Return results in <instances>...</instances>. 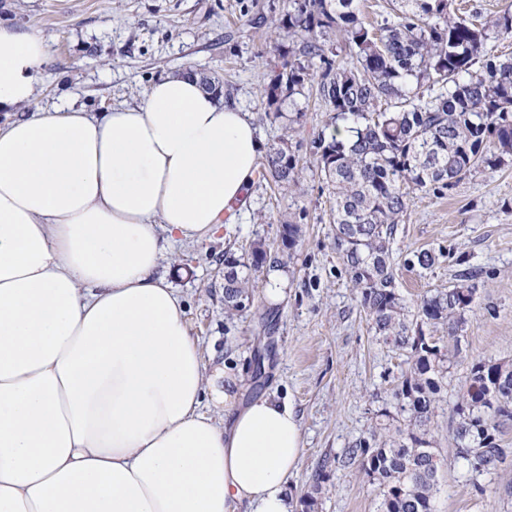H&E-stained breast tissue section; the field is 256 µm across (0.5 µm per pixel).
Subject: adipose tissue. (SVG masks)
<instances>
[{"label": "adipose tissue", "mask_w": 512, "mask_h": 512, "mask_svg": "<svg viewBox=\"0 0 512 512\" xmlns=\"http://www.w3.org/2000/svg\"><path fill=\"white\" fill-rule=\"evenodd\" d=\"M52 55L0 23V111L29 107ZM262 153L190 72L0 126V512H295L293 405L207 373L158 272L234 213Z\"/></svg>", "instance_id": "obj_1"}]
</instances>
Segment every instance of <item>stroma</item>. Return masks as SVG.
Wrapping results in <instances>:
<instances>
[{
    "mask_svg": "<svg viewBox=\"0 0 512 512\" xmlns=\"http://www.w3.org/2000/svg\"><path fill=\"white\" fill-rule=\"evenodd\" d=\"M287 7L288 0H0V21L39 28L52 41L54 54L34 107L74 100L104 112L138 103L159 76L191 69L219 82L270 148L292 109L284 104L280 119L265 117L261 90L280 62L267 20ZM300 106L304 114L294 125L300 144L297 187L282 189L254 178L232 222L176 245L161 264L185 304L189 332L207 367L224 364L251 378L254 338L263 315H274L276 350L261 393L292 403L301 418L303 452L290 484L296 499L309 490L324 460L399 418L391 392L409 362L407 349L375 332L334 245L332 200L312 154L328 109L313 96ZM288 221L300 226L301 236L281 269L283 297H266L268 270L251 272L250 309L226 317L225 253L247 258L256 242L282 250ZM391 248L397 288L411 315L423 295L446 291L465 270L478 273L476 306L430 424L443 460L433 510L512 512V456L494 473L476 478L452 445L453 404L472 362L512 360V165L474 173L439 198L414 194ZM424 250L435 256L427 269L416 263ZM326 470L319 512H378L375 486L364 473Z\"/></svg>",
    "mask_w": 512,
    "mask_h": 512,
    "instance_id": "1",
    "label": "stroma"
}]
</instances>
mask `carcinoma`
I'll return each mask as SVG.
<instances>
[{
  "label": "carcinoma",
  "instance_id": "obj_1",
  "mask_svg": "<svg viewBox=\"0 0 512 512\" xmlns=\"http://www.w3.org/2000/svg\"><path fill=\"white\" fill-rule=\"evenodd\" d=\"M394 19L366 21L359 0H288L272 21L292 46L263 86L273 117L280 105L314 88L333 112L313 141L317 168L332 195L336 250L376 332L410 352L393 398L405 415L394 434L377 428L346 449L341 463L377 484L380 512H433L440 459L431 422L451 351L427 331L439 326L460 343L474 311L476 285L424 296L407 320L390 241L414 190L436 196L472 174L512 162V0L486 20L451 0H396ZM298 155L284 135L266 158L275 184L296 180ZM284 265V253L258 243L251 262L224 257V310L250 308L241 268ZM455 451L489 472L508 456L502 426L512 421V362L481 359L453 406ZM327 465L315 474L300 512H318Z\"/></svg>",
  "mask_w": 512,
  "mask_h": 512
}]
</instances>
